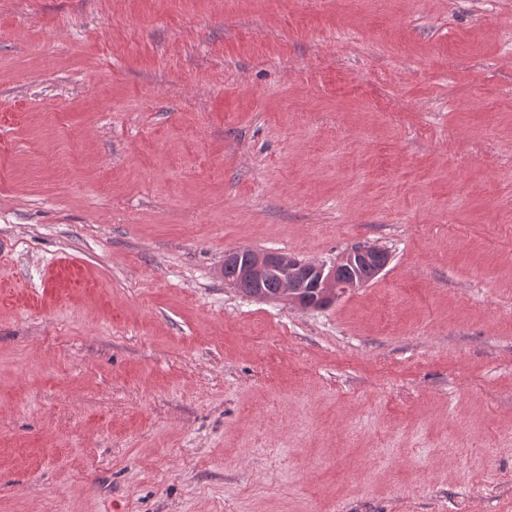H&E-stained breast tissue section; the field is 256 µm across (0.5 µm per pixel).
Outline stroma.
Segmentation results:
<instances>
[{"label": "stroma", "mask_w": 512, "mask_h": 512, "mask_svg": "<svg viewBox=\"0 0 512 512\" xmlns=\"http://www.w3.org/2000/svg\"><path fill=\"white\" fill-rule=\"evenodd\" d=\"M1 238L0 512H512V0H0ZM243 254H247L245 260ZM388 261L389 252L375 244L352 247L338 256L331 265L319 261H301L282 252H255L237 248L224 253V267L234 269L236 273L234 279L225 278L224 282L231 288L238 289L240 280H248L254 288H251L249 283H242L239 291L243 295L247 296L254 292L255 288H259L251 298H275L298 310L310 311L319 306L306 297V289H311L316 297L325 302L337 300L359 288V281L363 285L372 281L378 275L377 270L379 273L383 271ZM368 262H374L377 270L372 265H361ZM228 269H224V277L234 274V271ZM353 270L359 281L355 278ZM271 275H276L280 281L281 291L277 296V278L270 277ZM261 288L267 295L275 297L267 296Z\"/></svg>", "instance_id": "stroma-1"}]
</instances>
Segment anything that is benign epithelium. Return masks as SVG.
<instances>
[{
  "instance_id": "7a95c632",
  "label": "benign epithelium",
  "mask_w": 512,
  "mask_h": 512,
  "mask_svg": "<svg viewBox=\"0 0 512 512\" xmlns=\"http://www.w3.org/2000/svg\"><path fill=\"white\" fill-rule=\"evenodd\" d=\"M389 261V252L378 245H358L336 258L328 265L319 261H301L291 255L275 251L255 252L246 248L232 249L224 253V267L235 271V278L224 282L238 288L241 280L250 281L258 291L253 298L267 299L261 291L266 280L275 275L280 281V293L275 299L301 310L309 311L316 305L306 297V290L325 302L334 301L359 287L353 270L373 262L383 271Z\"/></svg>"
}]
</instances>
